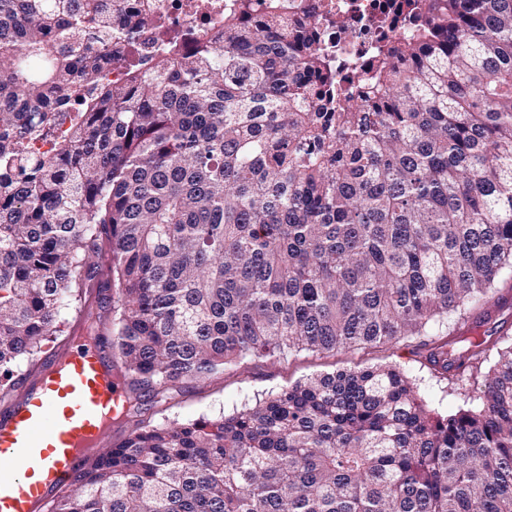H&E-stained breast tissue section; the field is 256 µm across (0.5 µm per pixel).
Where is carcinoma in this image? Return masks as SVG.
<instances>
[{"label":"carcinoma","mask_w":512,"mask_h":512,"mask_svg":"<svg viewBox=\"0 0 512 512\" xmlns=\"http://www.w3.org/2000/svg\"><path fill=\"white\" fill-rule=\"evenodd\" d=\"M409 7L416 40L349 93L277 0H237L121 82L101 71L159 0H0V403L62 309L107 329L93 292L122 359L127 434L48 512H512V343L446 416L392 366L219 419L141 408L249 356L425 335L512 269V0ZM461 343L423 344L424 365L479 363L486 339Z\"/></svg>","instance_id":"obj_1"}]
</instances>
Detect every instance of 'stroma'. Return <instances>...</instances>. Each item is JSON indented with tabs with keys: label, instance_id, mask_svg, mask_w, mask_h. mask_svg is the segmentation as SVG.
Here are the masks:
<instances>
[{
	"label": "stroma",
	"instance_id": "obj_1",
	"mask_svg": "<svg viewBox=\"0 0 512 512\" xmlns=\"http://www.w3.org/2000/svg\"><path fill=\"white\" fill-rule=\"evenodd\" d=\"M509 294L512 295V272L506 270L499 276L493 293L471 312L475 318L483 313L488 316L487 360L491 363L504 345L503 335L512 336V303L505 301ZM423 342V337L411 336L383 348L359 347L323 353L294 350L274 359L252 357L226 366L223 373L210 378L183 380L168 410L157 415L156 420L171 423L200 417L217 419L312 375L379 365H393L402 370L412 380L417 394L436 412L449 415L469 407L480 393L481 380L455 385L438 377L422 364L417 354Z\"/></svg>",
	"mask_w": 512,
	"mask_h": 512
}]
</instances>
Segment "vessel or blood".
Instances as JSON below:
<instances>
[{
    "label": "vessel or blood",
    "instance_id": "vessel-or-blood-1",
    "mask_svg": "<svg viewBox=\"0 0 512 512\" xmlns=\"http://www.w3.org/2000/svg\"><path fill=\"white\" fill-rule=\"evenodd\" d=\"M123 392L94 342L65 353L0 413V512H44L99 445Z\"/></svg>",
    "mask_w": 512,
    "mask_h": 512
}]
</instances>
